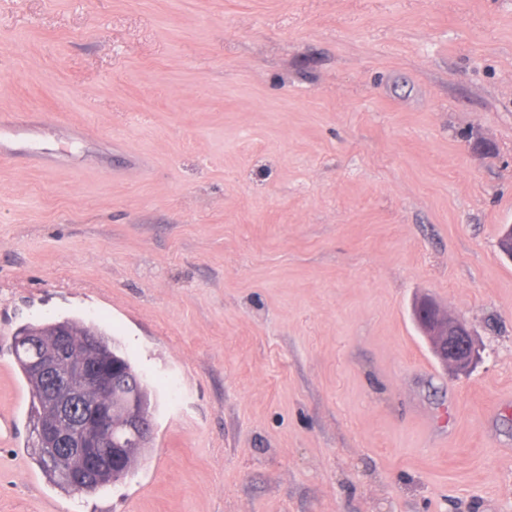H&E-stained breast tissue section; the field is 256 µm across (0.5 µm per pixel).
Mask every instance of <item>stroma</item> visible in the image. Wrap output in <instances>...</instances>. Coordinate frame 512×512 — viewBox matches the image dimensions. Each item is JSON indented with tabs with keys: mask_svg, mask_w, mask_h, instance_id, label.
<instances>
[{
	"mask_svg": "<svg viewBox=\"0 0 512 512\" xmlns=\"http://www.w3.org/2000/svg\"><path fill=\"white\" fill-rule=\"evenodd\" d=\"M0 119V512H512V0H0ZM64 318L152 390L94 494L11 354ZM414 309L438 360L447 368L467 370L478 358L471 327L462 320L448 316L430 299L420 300Z\"/></svg>",
	"mask_w": 512,
	"mask_h": 512,
	"instance_id": "35a3bbf8",
	"label": "stroma"
}]
</instances>
